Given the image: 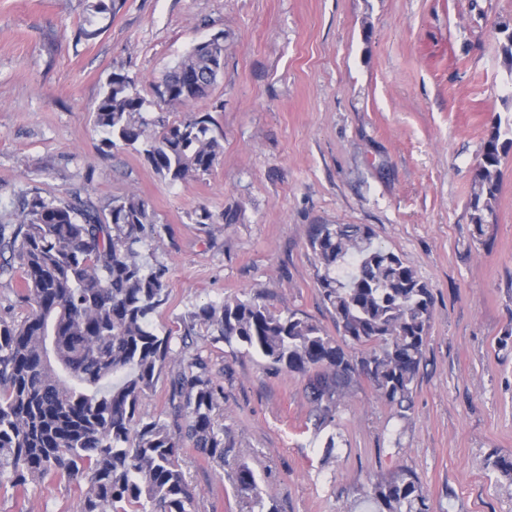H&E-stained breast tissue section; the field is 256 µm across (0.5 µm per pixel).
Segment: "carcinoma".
<instances>
[{
  "label": "carcinoma",
  "instance_id": "1",
  "mask_svg": "<svg viewBox=\"0 0 512 512\" xmlns=\"http://www.w3.org/2000/svg\"><path fill=\"white\" fill-rule=\"evenodd\" d=\"M119 0H88L92 17ZM224 64V49L194 47L158 85L159 97L187 105L207 95ZM151 103L134 80L114 73L94 110L105 146L142 144L157 175L172 183L210 173L221 145L211 118L171 122L145 117ZM485 143L469 207L478 235L494 224L500 189L501 133ZM159 233L149 203L131 194L109 213L75 193L34 195L13 224H0V256L19 262L20 321L0 319V488L65 474L82 482L79 512H197L181 467L185 443L224 462L232 442L217 418L221 389L201 354L170 371L171 421L139 415L166 360L173 332L157 333L152 316L169 295L167 269L147 267L134 245ZM309 247L318 257L322 295L344 336L365 348L359 361L333 337L295 312L271 310L256 298L209 302L181 318V335L204 330L215 341L261 356L275 372L307 374L316 429L337 400L365 378L388 403L403 406L423 359L433 312L427 284L392 251L373 245L360 224H316ZM233 485L247 512L263 508L254 472L238 466ZM376 512H429L420 478L402 467L364 493Z\"/></svg>",
  "mask_w": 512,
  "mask_h": 512
}]
</instances>
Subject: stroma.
Returning a JSON list of instances; mask_svg holds the SVG:
<instances>
[{
	"label": "stroma",
	"instance_id": "35a3bbf8",
	"mask_svg": "<svg viewBox=\"0 0 512 512\" xmlns=\"http://www.w3.org/2000/svg\"><path fill=\"white\" fill-rule=\"evenodd\" d=\"M85 16V0H0V223L25 196L77 192L106 213L138 194L162 227L137 251L168 269L152 317L164 329L200 304L258 296L342 339L308 246L316 224L370 227L434 296L408 408L361 379L319 431L308 376L190 338L233 444L221 465L184 456L199 512H241L242 464L264 512H369L362 491L404 466L431 512H512V479L490 462L512 455V148L485 236L468 207L489 131L512 119V0H124L88 41ZM217 32L224 69L208 96L161 101L162 77ZM115 72L150 115H210L212 173L172 184L142 145H102L93 109ZM203 207L217 223H198ZM79 497L53 475L0 490V512H77ZM233 485L243 507L249 508L246 512H256L255 508L263 509V501L256 477L248 466H238Z\"/></svg>",
	"mask_w": 512,
	"mask_h": 512
}]
</instances>
